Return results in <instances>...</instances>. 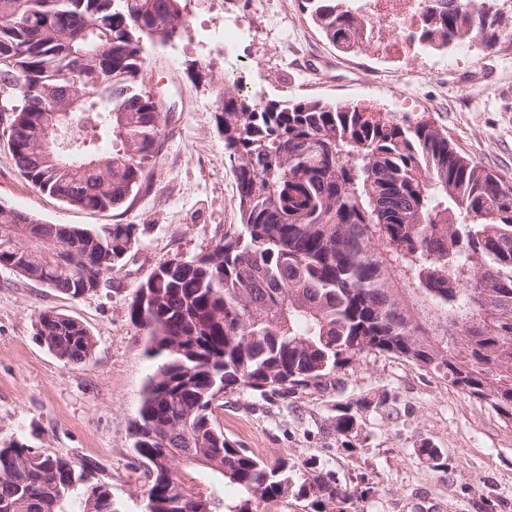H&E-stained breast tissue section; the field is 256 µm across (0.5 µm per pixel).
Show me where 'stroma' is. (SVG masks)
Here are the masks:
<instances>
[{
	"label": "stroma",
	"mask_w": 512,
	"mask_h": 512,
	"mask_svg": "<svg viewBox=\"0 0 512 512\" xmlns=\"http://www.w3.org/2000/svg\"><path fill=\"white\" fill-rule=\"evenodd\" d=\"M188 24L150 46L148 89L172 117L150 184L117 209L67 207L17 170L0 137V204L45 224H131L138 250L80 299L0 268V437L74 463L95 461L91 482L110 489L121 512H145L150 480L132 449L130 421L161 363L130 317L138 285L159 264L211 251L238 224L232 166L215 113L218 90L237 84L257 101L320 99L387 112L404 95L405 114L447 130L467 155L512 173V37L475 50L451 76L421 70L405 80L385 73L369 51L349 56L329 44L299 0H187ZM235 22L232 53L211 31ZM54 309L95 339L92 357L70 365L40 343L34 315ZM328 390L259 397L226 389L213 414L225 436L267 460H320L341 484L363 493L362 512H512V423L448 380L405 359L365 354L338 372ZM385 397L360 410L358 431L334 428L336 406ZM440 448L432 468L420 445Z\"/></svg>",
	"instance_id": "1"
}]
</instances>
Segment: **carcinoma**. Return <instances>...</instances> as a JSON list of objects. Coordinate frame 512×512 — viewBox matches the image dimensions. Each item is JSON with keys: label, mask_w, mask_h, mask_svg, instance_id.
Instances as JSON below:
<instances>
[{"label": "carcinoma", "mask_w": 512, "mask_h": 512, "mask_svg": "<svg viewBox=\"0 0 512 512\" xmlns=\"http://www.w3.org/2000/svg\"><path fill=\"white\" fill-rule=\"evenodd\" d=\"M512 0H421L420 37L442 51H495ZM341 51L367 49L353 0H306ZM187 23L186 0H0V102L20 173L64 204L122 206L151 175L165 121L145 85L147 45ZM78 104L54 106V90ZM216 113L236 175L240 224L211 251L158 265L130 315L165 356L131 421L151 477L146 512H197L175 470L186 449L206 467L212 512H261L292 496L310 512H362L312 459L264 461L224 436V390L260 396L319 387L365 353L404 358L490 403L512 422V177L467 156L427 120L319 99L257 102L222 88ZM132 224H42L0 204V268L72 299L135 250ZM36 336L59 359L91 357L89 330L51 309ZM369 400L336 405V433L357 430ZM79 465L0 440V503L17 512H119ZM233 486L238 496L229 497Z\"/></svg>", "instance_id": "1"}]
</instances>
